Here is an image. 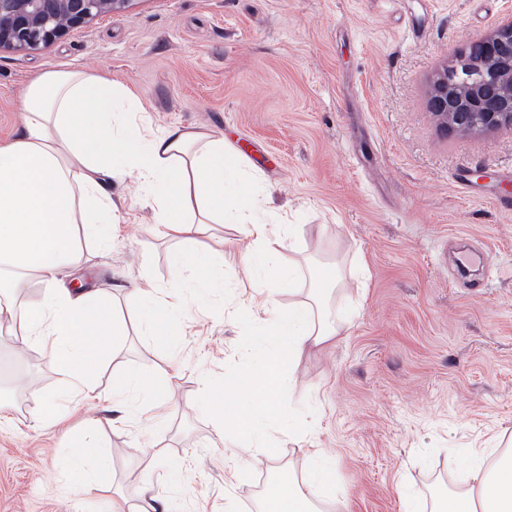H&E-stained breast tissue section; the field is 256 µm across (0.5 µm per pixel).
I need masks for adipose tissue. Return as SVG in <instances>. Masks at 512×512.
I'll return each mask as SVG.
<instances>
[{
    "instance_id": "ef3b65f1",
    "label": "adipose tissue",
    "mask_w": 512,
    "mask_h": 512,
    "mask_svg": "<svg viewBox=\"0 0 512 512\" xmlns=\"http://www.w3.org/2000/svg\"><path fill=\"white\" fill-rule=\"evenodd\" d=\"M22 110V135L0 142V326H18L24 343L46 349L68 392L90 393L121 326L103 290L63 287L59 274L77 262L76 225H86L102 243L112 236L117 216L105 180L130 179L157 223L176 234L191 233L184 211L193 201L209 223L232 216L248 247L229 268L255 286L248 313L259 325V341L272 343L275 354L224 388L219 415L231 421L247 450L265 452L263 425L288 426L282 370L340 334L316 293L284 312L276 306L277 290L294 286V267L281 261L271 242L289 237L292 225L262 217L245 167L223 138L178 125L154 131L128 87L79 70H47L28 85ZM34 283L42 287L40 299L18 306L16 295ZM186 306L176 292L144 290L139 322L158 345L172 346ZM65 459L79 486L99 483L112 470L93 428L70 442ZM331 470L317 460L303 479L274 476L262 493L261 512H316ZM431 512H512V454L488 468L472 462L461 487L435 495Z\"/></svg>"
}]
</instances>
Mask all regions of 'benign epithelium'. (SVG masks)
<instances>
[{"mask_svg": "<svg viewBox=\"0 0 512 512\" xmlns=\"http://www.w3.org/2000/svg\"><path fill=\"white\" fill-rule=\"evenodd\" d=\"M132 0H0V49L39 50L67 32L129 7ZM459 52L430 81L427 108L439 131L469 134L512 126V17Z\"/></svg>", "mask_w": 512, "mask_h": 512, "instance_id": "1", "label": "benign epithelium"}]
</instances>
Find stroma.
Listing matches in <instances>:
<instances>
[{
  "label": "stroma",
  "instance_id": "1",
  "mask_svg": "<svg viewBox=\"0 0 512 512\" xmlns=\"http://www.w3.org/2000/svg\"><path fill=\"white\" fill-rule=\"evenodd\" d=\"M512 15V0H133L129 9L32 52L0 50V141L23 132L22 100L49 69H81L133 87L153 128H202L249 165L265 210L298 229L283 261L340 264L329 301L339 336L285 372L294 436L264 426L279 466L302 477L332 460L321 512H430L468 459L512 449V128L440 133L427 112L432 74ZM471 179V194L454 180ZM120 222L106 247L79 242L61 279L113 296L124 323L85 395L64 392L41 347L0 332V512H102L108 495L138 502L144 485L174 512H257L269 473L220 430L208 387L267 356L252 347L247 281L225 274L200 293L175 275L180 249L244 250L235 225L191 239L154 223L133 182H107ZM492 272L461 276L458 248ZM180 279L192 304L170 348L139 327L137 287ZM170 381L156 411L136 396L113 407L127 372ZM59 394L61 423L40 424ZM96 419L112 458L108 489L72 492L67 438ZM183 479L171 484L168 466Z\"/></svg>",
  "mask_w": 512,
  "mask_h": 512
}]
</instances>
